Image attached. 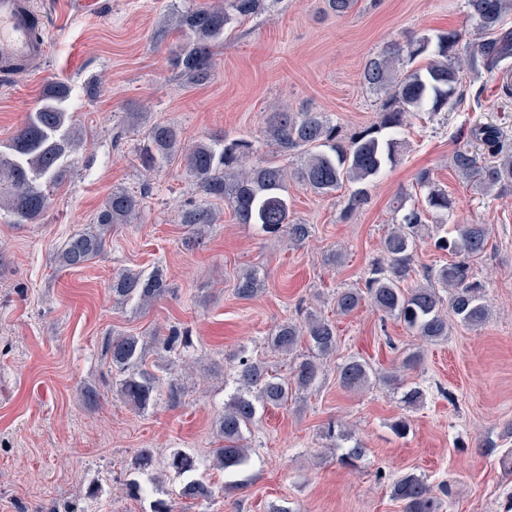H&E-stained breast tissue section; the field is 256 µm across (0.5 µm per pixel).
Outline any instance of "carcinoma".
Listing matches in <instances>:
<instances>
[{
  "instance_id": "carcinoma-1",
  "label": "carcinoma",
  "mask_w": 512,
  "mask_h": 512,
  "mask_svg": "<svg viewBox=\"0 0 512 512\" xmlns=\"http://www.w3.org/2000/svg\"><path fill=\"white\" fill-rule=\"evenodd\" d=\"M265 0H224L222 5H199L178 16L177 27L186 30L192 40L173 52L172 64L195 84H204L215 72L214 50L224 44V34L234 20L264 10ZM470 18L485 36L471 42L458 30L433 36L395 42L369 58L363 69V83L380 96L382 104L376 120L348 137L340 134L323 112L287 109L269 114L263 131L266 144L280 156L288 157V166L272 160L253 162L257 151L247 139H228L216 135L183 149L181 133L171 124H151L144 131L139 148L141 166L152 171L174 156L183 154L189 178L209 198L228 202L241 224H258L274 236L286 234L295 243L312 235V226L295 221L288 206V181L310 191L328 195L344 184L355 186L344 207L351 215L368 200L363 185L374 180L388 164L399 160L403 150L400 131L414 111L440 113L459 96V74L468 70L476 76L501 72L512 64V27L502 25L512 13V0H466ZM422 57L424 65L403 68V61ZM70 89L62 83L46 87L41 104L28 114L6 149L0 150V208H7L19 221L35 224L48 207L50 191L71 176L74 161L71 149L77 133L68 109ZM451 156L456 176L495 197L512 193V149L504 147L502 130L491 123L477 124L463 136ZM488 148V156L477 146ZM424 193L426 208L395 206L394 227L383 241L388 257L375 265L361 288H343L336 292V311L349 314L364 299L376 310L399 320L415 335L428 342L448 339L452 322L476 328L489 318V308L480 295L481 285L473 281L471 261L485 251L488 228L485 224H456L450 238L439 237L435 247L459 256L427 276L425 282L408 288V277L417 249V241L430 214L443 222L453 207L448 191L441 188L427 170L416 178ZM141 208V198L117 187L99 211L96 223L70 237L57 253L62 268H81L99 257L106 247V236L114 224H130ZM187 228V244L202 243L206 229L216 223V213L208 204L193 205L182 212ZM263 281L249 271L239 277L236 294L249 299L259 292ZM112 296L120 303L136 301L149 305L171 291L160 268L149 273L122 269L112 276ZM448 292L449 313L442 311L440 291ZM271 349L295 355L290 375L281 377L269 371L259 359H239L235 375L237 393L224 405L216 422L217 448L214 465L228 472H240L249 461L245 431L255 422L258 407L288 406L294 395L314 388L322 373L323 360L336 351V326L315 314L302 324L284 322L267 338ZM309 351L296 354L301 342ZM105 356L117 376L120 396L130 405L145 410L158 396L157 377L146 368V343L139 336L119 334L105 342ZM340 383L347 389H360L372 379L391 384L392 373L378 374L363 360L350 358L338 366ZM154 453L140 450L130 466L127 487L136 499H150L149 512H175L173 500L153 496L156 491L152 472ZM201 461L185 451L172 455L171 466L185 476L178 495L197 502L215 495L214 487L199 474ZM392 497L403 504V512H439L440 503L426 480L406 472L391 485Z\"/></svg>"
}]
</instances>
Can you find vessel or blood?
I'll return each mask as SVG.
<instances>
[{
    "label": "vessel or blood",
    "instance_id": "obj_1",
    "mask_svg": "<svg viewBox=\"0 0 512 512\" xmlns=\"http://www.w3.org/2000/svg\"><path fill=\"white\" fill-rule=\"evenodd\" d=\"M35 0H0V76L19 78L48 52L45 31L33 28Z\"/></svg>",
    "mask_w": 512,
    "mask_h": 512
}]
</instances>
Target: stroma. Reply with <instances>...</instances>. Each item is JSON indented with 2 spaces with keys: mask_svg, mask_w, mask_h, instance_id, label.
I'll return each instance as SVG.
<instances>
[{
  "mask_svg": "<svg viewBox=\"0 0 512 512\" xmlns=\"http://www.w3.org/2000/svg\"><path fill=\"white\" fill-rule=\"evenodd\" d=\"M49 41L47 56L22 81H0V145H7L39 100L43 86L71 88L69 110L85 141L75 154L71 180L60 187L38 224L17 223L0 211V512H68L100 484L92 512H148L128 496L126 468L143 448L165 467L159 489L176 495V512H402L391 482L413 472L438 493L440 512H512V195H484L459 181L449 159L460 128L492 123L512 147V94L501 79L461 73L460 102L446 112L414 113L403 130V153L369 182V201L351 218L343 209L348 188L319 195L288 188L293 219L312 225L296 244L255 224L239 223L230 205L214 201L218 220L203 243L185 247L182 211L204 194L179 163L145 176L139 137L122 133L126 115L147 111L149 122L179 127L183 147L215 135L262 142L269 112L287 107L326 113L342 133L375 121L380 99L361 80L366 60L394 42L448 29L474 32L465 0H356L346 16L326 0H265L260 15L236 21L216 55L213 79L189 83L169 64L184 32L161 35L168 18L203 0H95L87 10L72 0H36ZM429 170L447 189L454 208L446 225L429 224L418 242L409 285L449 262L434 240L455 224H484L486 251L473 260L490 309L481 327L453 325L447 341L427 344L398 320L362 304L337 313L334 294L360 287L382 262V241L392 228V203ZM141 194L139 217L112 228L104 253L78 269H59L63 242L92 224L112 188ZM162 268L171 293L147 308L112 299L113 273ZM257 270L263 289L253 299L235 292L238 276ZM316 314L336 326L337 347L324 360L317 387L287 408L265 407L252 428L244 472L203 474L215 489L208 503L179 497L182 482L167 462L173 451L208 457L215 422L234 392L239 357L263 360L290 373L288 356L266 338L279 324ZM186 330V352L149 348L146 367L160 378L157 402L138 411L120 399L104 355L108 336L145 338ZM420 364L401 371L404 356ZM365 360L377 372L400 371V386H341L337 368ZM425 397L409 408L406 387ZM99 399L87 404L85 387ZM177 399H170V389ZM408 418L410 431L391 429ZM338 423L361 441L356 466L339 461L324 436ZM493 452H485L486 444Z\"/></svg>",
  "mask_w": 512,
  "mask_h": 512,
  "instance_id": "35a3bbf8",
  "label": "stroma"
}]
</instances>
